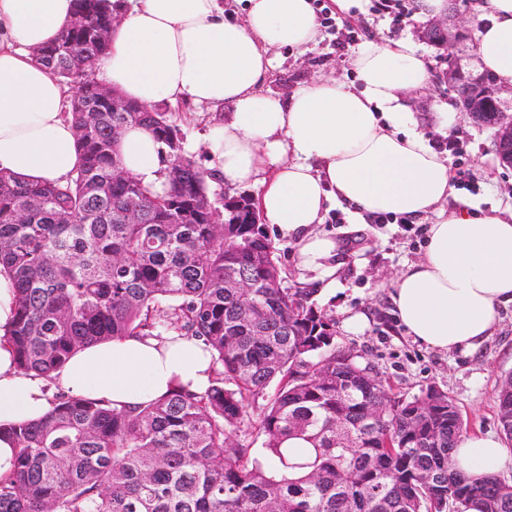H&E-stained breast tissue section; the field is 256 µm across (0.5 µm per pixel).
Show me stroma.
Listing matches in <instances>:
<instances>
[{
	"mask_svg": "<svg viewBox=\"0 0 512 512\" xmlns=\"http://www.w3.org/2000/svg\"><path fill=\"white\" fill-rule=\"evenodd\" d=\"M336 10L340 28H353L355 42L338 47L329 31L303 55L282 52L262 89L272 95L284 94L297 83L329 77L357 82L350 60L359 42L374 38L385 42L401 39L413 43L429 61L435 79L426 88L408 93V103L420 130L431 145L442 139L437 130L438 115L446 111L454 95L437 81L441 72L439 51L424 41L423 22L413 17L414 0H398L397 14L379 13L374 0H352L339 9L337 0H325ZM231 105L218 107L179 103L168 113L185 137V147L199 166L209 167L207 139L211 128L227 120ZM452 137L456 151H442L452 175L454 193L449 207L471 204L485 211L512 206V168L500 165L491 128L457 116ZM433 216L407 218L405 223H375L373 217L353 220L341 208H331L321 229L336 242L330 265L336 268V287L324 290L320 273L298 265L293 240L276 226H268L269 238L278 254L285 287L306 288L310 300L336 324V343L352 350L361 363L374 367L395 393L411 397L435 386L445 390L458 407L467 433L501 436L497 416V387L502 376L512 373V303L499 307L496 330L473 350L448 353L426 348L408 336L396 317L392 283L407 265L423 252Z\"/></svg>",
	"mask_w": 512,
	"mask_h": 512,
	"instance_id": "1",
	"label": "stroma"
}]
</instances>
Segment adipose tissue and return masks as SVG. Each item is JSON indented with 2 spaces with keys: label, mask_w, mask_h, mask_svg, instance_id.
<instances>
[{
  "label": "adipose tissue",
  "mask_w": 512,
  "mask_h": 512,
  "mask_svg": "<svg viewBox=\"0 0 512 512\" xmlns=\"http://www.w3.org/2000/svg\"><path fill=\"white\" fill-rule=\"evenodd\" d=\"M72 17L71 0H0V170L22 181L59 182L80 163L63 88L31 56ZM318 37L312 0H247L240 22L225 17L220 0H135L112 31L102 71L141 104L231 105L209 137L215 172L228 185L260 186L265 222L294 240L299 265L321 270L327 288L336 285L326 264L336 242L318 226L329 205L359 218L437 214L423 255L393 282V304L427 348H476L493 335L498 307L512 303V209L444 210L450 170L404 103L431 80L409 41L363 42L351 59L359 85L336 77L282 97L264 93L279 50L300 54ZM475 48L481 68L512 87V0H480ZM117 151L127 172L160 187L161 145L149 130L127 127ZM15 298L0 268V424L44 417L58 387L121 407L210 384L209 352L173 334L85 346L48 380L24 373L3 340ZM453 456L466 473L495 475L512 464V449L491 435L462 436Z\"/></svg>",
  "instance_id": "ef3b65f1"
}]
</instances>
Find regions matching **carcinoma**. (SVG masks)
Here are the masks:
<instances>
[{"label":"carcinoma","mask_w":512,"mask_h":512,"mask_svg":"<svg viewBox=\"0 0 512 512\" xmlns=\"http://www.w3.org/2000/svg\"><path fill=\"white\" fill-rule=\"evenodd\" d=\"M119 0H74L69 25L34 53L73 93L67 114L81 162L63 183H28L0 171V266L12 274L16 318L7 333L19 369L46 378L77 349L175 332L211 353L203 393L183 388L115 408L53 393L49 413L9 428L13 471L0 477V512H512L500 476L460 471L463 435L448 393L394 395L358 355L336 347L334 323L306 288L281 273L265 225L224 223L216 175L196 165L180 129L157 106L112 112L85 68L110 40ZM162 145L161 188L121 169L124 127ZM134 212L138 222L123 215ZM244 277L252 288H228ZM512 441V374L497 391ZM380 407L375 420L365 407ZM425 413L418 416V407ZM352 417L336 446V413ZM264 437L270 468L238 432ZM299 436L301 458L282 447Z\"/></svg>","instance_id":"1"}]
</instances>
